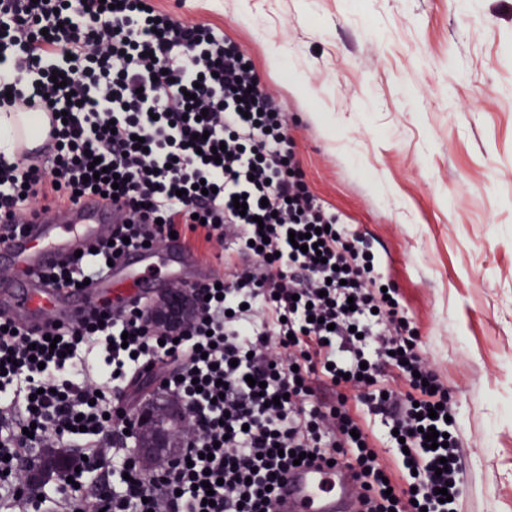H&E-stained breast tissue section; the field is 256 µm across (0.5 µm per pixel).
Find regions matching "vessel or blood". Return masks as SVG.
<instances>
[{"label": "vessel or blood", "instance_id": "vessel-or-blood-1", "mask_svg": "<svg viewBox=\"0 0 512 512\" xmlns=\"http://www.w3.org/2000/svg\"><path fill=\"white\" fill-rule=\"evenodd\" d=\"M55 127L53 112H46L38 137L24 134L18 138L21 154L31 160L44 157L55 143ZM124 219L123 208L92 196L66 207H48L22 231L0 244V307L17 323L34 327L49 319L67 321L96 304L112 302L119 306L148 299L141 283L127 277L128 261L124 259L80 292L54 287L44 277L60 260L85 250ZM182 265L184 274L160 282L161 291L196 285L197 260L191 252H184ZM358 486L354 470L344 463L317 461L288 471L275 510L359 512Z\"/></svg>", "mask_w": 512, "mask_h": 512}]
</instances>
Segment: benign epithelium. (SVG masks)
<instances>
[{
    "instance_id": "benign-epithelium-1",
    "label": "benign epithelium",
    "mask_w": 512,
    "mask_h": 512,
    "mask_svg": "<svg viewBox=\"0 0 512 512\" xmlns=\"http://www.w3.org/2000/svg\"><path fill=\"white\" fill-rule=\"evenodd\" d=\"M191 316L192 309L178 290L158 296L151 310L152 322L160 329L181 328ZM136 417L135 455L144 473L152 475L160 466L175 465L185 444L193 437L185 402L155 387L142 396Z\"/></svg>"
}]
</instances>
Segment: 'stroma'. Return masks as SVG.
<instances>
[{
	"label": "stroma",
	"mask_w": 512,
	"mask_h": 512,
	"mask_svg": "<svg viewBox=\"0 0 512 512\" xmlns=\"http://www.w3.org/2000/svg\"><path fill=\"white\" fill-rule=\"evenodd\" d=\"M249 54L455 401L459 512H512V0H154Z\"/></svg>",
	"instance_id": "stroma-1"
}]
</instances>
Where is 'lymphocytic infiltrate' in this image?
I'll use <instances>...</instances> for the list:
<instances>
[{
    "instance_id": "1",
    "label": "lymphocytic infiltrate",
    "mask_w": 512,
    "mask_h": 512,
    "mask_svg": "<svg viewBox=\"0 0 512 512\" xmlns=\"http://www.w3.org/2000/svg\"><path fill=\"white\" fill-rule=\"evenodd\" d=\"M249 62L236 41L153 0H0V111L38 104L66 116L43 163L0 154V243L46 205L112 191L125 223L53 269L58 285L173 234L254 259L187 289L196 313L175 335L140 303L41 334L0 316V417L20 414L0 426V491L18 512H274L301 452L353 468L366 512H456L465 480L448 388L369 243L310 191L282 105ZM94 162L116 183L93 178ZM156 363L197 435L183 463L149 477L125 398ZM349 388L383 415L391 444L405 442L409 485L386 484ZM431 426L446 445L431 447ZM54 448L75 449L70 480L28 487L30 463ZM111 472L120 490L81 482Z\"/></svg>"
}]
</instances>
